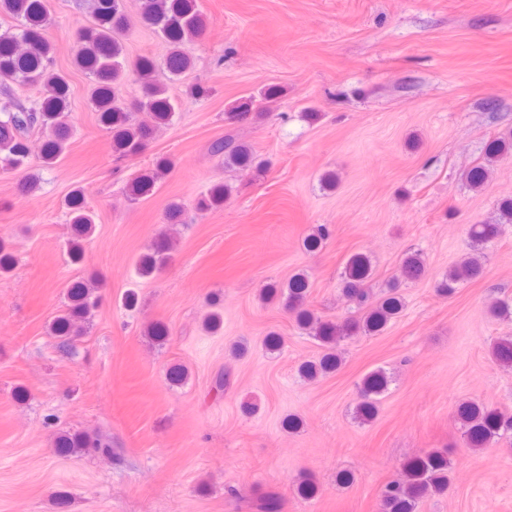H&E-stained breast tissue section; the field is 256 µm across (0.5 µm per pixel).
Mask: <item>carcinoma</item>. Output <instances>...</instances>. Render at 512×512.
Returning a JSON list of instances; mask_svg holds the SVG:
<instances>
[{"instance_id":"1","label":"carcinoma","mask_w":512,"mask_h":512,"mask_svg":"<svg viewBox=\"0 0 512 512\" xmlns=\"http://www.w3.org/2000/svg\"><path fill=\"white\" fill-rule=\"evenodd\" d=\"M141 20L159 30L170 46L166 59L169 73L177 76L191 66L190 58L182 45L192 37L202 35L206 19L198 9V0H139ZM0 15L24 20L19 34L0 33V85L18 82L39 86L43 96L36 106L22 104L6 112L0 120V166L22 170L29 166V149L25 142L28 132L39 129L49 138L44 144L41 161L53 165L64 153L71 131L68 110V82L64 75L51 69L55 50L54 43L45 36L49 17L46 0H0ZM127 26L123 0H97L93 24L79 29L75 35L77 65L95 78L92 103L99 112L100 122L112 131L116 154L128 158L144 151L152 132L166 126L174 115L173 99L164 86L153 79L155 63L148 56H141L130 63L121 42ZM139 80V95L131 100L119 97V87L127 73ZM211 153L224 157L228 168H262L252 148L226 136L215 141ZM171 162H157V172L144 174L129 185V195L140 198L149 195L159 174L168 170ZM490 169L479 163L465 173V179L474 188L481 187L489 178ZM231 188L217 185L200 197L196 209L200 212L215 210L224 205ZM67 206L72 215L75 236L82 238L92 231L93 214L87 209L84 194L72 193ZM471 242L478 246L498 232L496 224H469L466 227ZM172 241L164 239L156 243L150 255L142 259L136 268L141 278H148L164 267L171 258ZM14 266L11 245L0 238V275L9 274ZM424 274L421 255H409L392 278L387 289L376 295L373 290V269L370 260L357 253L349 257L342 272L343 293L353 308L362 312L358 318L350 317L338 323L321 320L307 304L308 277L299 274L288 280L286 287L271 285L265 289L268 300H278L293 314L298 328L309 332L325 352L317 363L303 367L304 375L312 380L336 371L341 359L335 346L341 340L361 334L371 335L384 330L402 311L404 304L399 288L401 284L419 279ZM483 274L478 259L463 260L436 285L443 297L454 294L456 285L464 280L476 279ZM95 287L76 281L68 291L70 304L64 314L56 317L50 327L58 339V348L64 353L72 351L81 335L79 323L86 320L97 304ZM495 361L512 365V338L496 340L491 348ZM389 376L380 368L366 374L359 387V399L354 407V417L361 423L375 419L381 397L388 390ZM457 414L465 427L467 443L472 448H483L494 439L512 433V413L491 410L475 402L458 407ZM57 452L61 455H77L97 452L105 448L102 440L89 433L63 434L57 440ZM404 478L393 479L382 489L384 512H418L419 499L425 494H437L447 489L448 454L430 452L404 464Z\"/></svg>"}]
</instances>
